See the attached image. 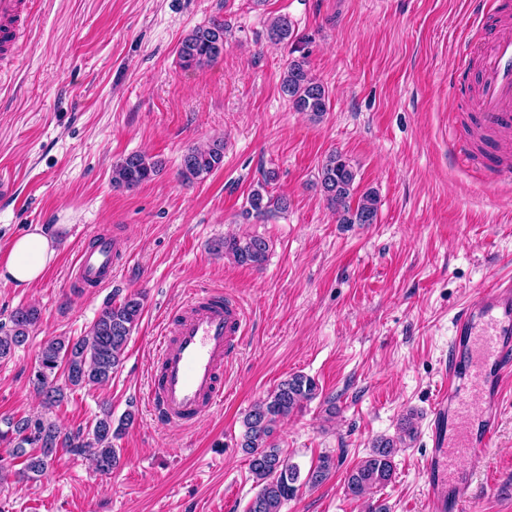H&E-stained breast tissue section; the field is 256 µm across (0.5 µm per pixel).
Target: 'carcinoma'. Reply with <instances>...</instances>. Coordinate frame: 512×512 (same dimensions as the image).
I'll list each match as a JSON object with an SVG mask.
<instances>
[{"label":"carcinoma","mask_w":512,"mask_h":512,"mask_svg":"<svg viewBox=\"0 0 512 512\" xmlns=\"http://www.w3.org/2000/svg\"><path fill=\"white\" fill-rule=\"evenodd\" d=\"M292 35V23L286 16L272 20L268 38L274 44H286ZM224 21L212 19L195 27L179 44L177 57L184 69L199 68L217 61L226 49ZM281 93L298 112L320 120L329 106V91L314 77L303 60H291L283 73ZM224 139L190 147L182 155L180 177L184 183L204 178L224 164ZM162 162L131 153L112 166V183L133 189L153 180ZM356 174L340 152L328 154L319 170L321 190L328 206L336 211L341 224H373L378 215V195L365 191L353 199ZM275 180L270 172L265 183L253 190L247 200L249 210L264 215L272 210H285L288 200L275 197L266 185ZM214 250L224 252L236 264L260 267L267 260L269 244L260 236L226 237L216 242ZM143 311L139 293H130L119 302L101 310L86 335L76 339L56 337L45 342L33 370L32 382L43 395L44 411L9 421L15 435L16 454L25 457L22 475L28 479L45 474L58 454L88 456L95 470L109 474L118 463L112 440L119 437L134 421L135 413L127 411L119 420L112 419V409L105 408L96 416L92 429L64 431L47 416V411L64 399V388H82L109 382L119 365L128 339ZM41 312L34 306L20 307L0 324V360L8 358L24 345L30 330L40 321ZM63 377L65 386L57 384ZM315 380L294 373L281 381L265 398L256 402L245 414V428L240 447L248 455L249 471L259 487L250 499L246 512H281L282 504L298 491L300 472L275 440L281 421L315 398ZM398 452L397 440L380 437L367 457L351 468L345 477L348 495L363 498L387 485L393 475V458ZM336 471L334 456L324 454L310 466L305 483L319 486Z\"/></svg>","instance_id":"1"}]
</instances>
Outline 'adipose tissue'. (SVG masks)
<instances>
[{
  "label": "adipose tissue",
  "instance_id": "ef3b65f1",
  "mask_svg": "<svg viewBox=\"0 0 512 512\" xmlns=\"http://www.w3.org/2000/svg\"><path fill=\"white\" fill-rule=\"evenodd\" d=\"M58 243V238L44 227L33 226L14 238L0 256V279L25 288L37 283L55 262Z\"/></svg>",
  "mask_w": 512,
  "mask_h": 512
}]
</instances>
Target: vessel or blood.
Segmentation results:
<instances>
[{
	"instance_id": "1",
	"label": "vessel or blood",
	"mask_w": 512,
	"mask_h": 512,
	"mask_svg": "<svg viewBox=\"0 0 512 512\" xmlns=\"http://www.w3.org/2000/svg\"><path fill=\"white\" fill-rule=\"evenodd\" d=\"M37 0H0V63L15 59ZM490 29L474 66L475 129L491 141L478 157L512 179V9L480 0ZM76 259L75 278L99 288L112 280L127 241L95 234ZM240 305L220 290L192 296L170 318L156 343L148 406L164 425L194 426L224 398V374L245 339ZM446 382L432 410V446L423 459L424 485L437 512H466L472 489L459 461L479 460L496 436L506 402L502 381L512 375V277L478 292L454 320Z\"/></svg>"
}]
</instances>
